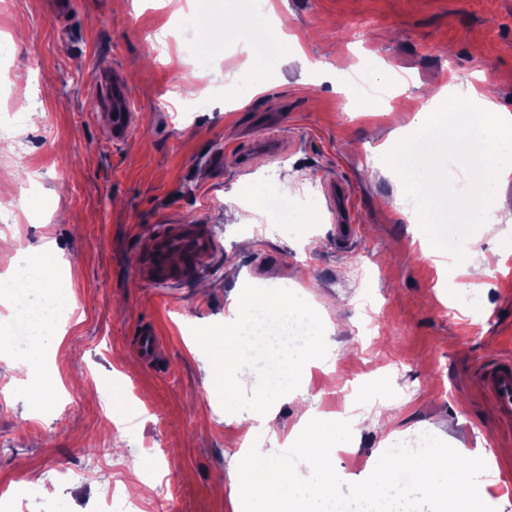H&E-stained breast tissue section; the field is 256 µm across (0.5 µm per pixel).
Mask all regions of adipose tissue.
Instances as JSON below:
<instances>
[{
    "instance_id": "ef3b65f1",
    "label": "adipose tissue",
    "mask_w": 512,
    "mask_h": 512,
    "mask_svg": "<svg viewBox=\"0 0 512 512\" xmlns=\"http://www.w3.org/2000/svg\"><path fill=\"white\" fill-rule=\"evenodd\" d=\"M469 101L464 112L449 115L448 105L438 98L423 99L419 111L408 122L391 132L383 152L391 165L402 166L408 190L418 199L424 231L434 248L447 253L448 240L433 218L442 192V177L452 157L467 163L468 188L457 199L463 223L486 229L498 224L497 212L503 201L497 200V188L512 176L505 158L512 156V114L499 111L476 86H468ZM23 269L34 288L43 290L44 303L51 313L40 325L41 335L54 328L53 314L70 301L68 294L54 288L55 263L48 250L29 252Z\"/></svg>"
}]
</instances>
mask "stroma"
Wrapping results in <instances>:
<instances>
[{"label": "stroma", "mask_w": 512, "mask_h": 512, "mask_svg": "<svg viewBox=\"0 0 512 512\" xmlns=\"http://www.w3.org/2000/svg\"><path fill=\"white\" fill-rule=\"evenodd\" d=\"M195 0H75L64 22L43 0H0V59L38 98L16 135L24 154L0 144V184L11 222L0 223V335L11 331L10 283L31 248L48 243L71 302L45 340V374L61 394L39 415L21 391L0 383V495L19 512H105L149 465L153 491L140 512H242L232 482L242 432L261 452L288 449L306 411L318 419L366 420L333 454L357 483L394 444L429 432L486 463L483 501L512 512L498 487L512 472V425L487 397L479 363L512 348V179L500 194L497 233L470 242L486 269L465 288L451 258L431 254L421 213L398 172L384 170V134L402 125L420 95L485 72L488 97L512 113V0H285L279 16L311 66L286 62V43L265 36L271 55L244 50L231 17L245 0H212L219 23L190 40ZM156 29L155 42L145 38ZM355 67L370 84L396 75L411 85L377 114L352 112ZM280 66L282 83L252 95L255 70ZM114 66L134 94L129 141L106 140L89 109L98 67ZM273 132L282 147L259 151ZM51 134L53 152L42 147ZM316 185L272 216L271 194ZM359 229L345 236L347 210ZM209 225L221 249L203 255L188 283L141 281L135 253L169 219ZM292 290L320 315L328 354L309 361L298 389L276 403L280 430L253 419L228 423L204 384L192 327L223 322L245 285ZM161 341L154 362L134 346L135 325ZM120 382L124 403L113 401Z\"/></svg>", "instance_id": "35a3bbf8"}]
</instances>
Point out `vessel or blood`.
Masks as SVG:
<instances>
[{"label": "vessel or blood", "mask_w": 512, "mask_h": 512, "mask_svg": "<svg viewBox=\"0 0 512 512\" xmlns=\"http://www.w3.org/2000/svg\"><path fill=\"white\" fill-rule=\"evenodd\" d=\"M99 103L97 120L114 142L130 137L135 124L132 94L123 79L109 72L99 73L93 84ZM220 244L204 224H167L149 234L135 256V271L144 281L171 284L194 277L198 258L216 253ZM483 385L499 419L512 424V360L504 359L484 368Z\"/></svg>", "instance_id": "vessel-or-blood-1"}]
</instances>
